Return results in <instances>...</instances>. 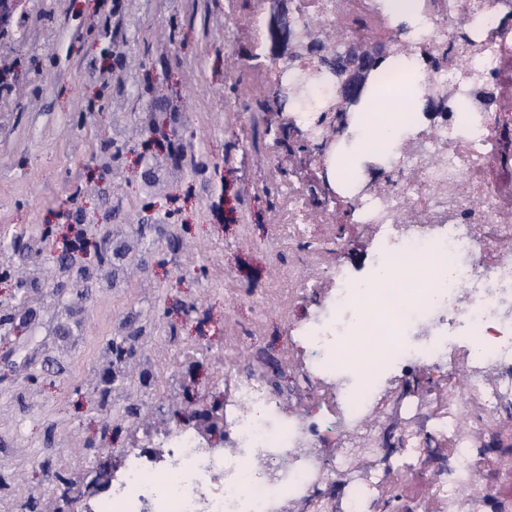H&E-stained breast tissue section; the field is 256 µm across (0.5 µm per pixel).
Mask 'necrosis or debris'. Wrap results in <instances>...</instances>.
I'll return each mask as SVG.
<instances>
[{"mask_svg": "<svg viewBox=\"0 0 512 512\" xmlns=\"http://www.w3.org/2000/svg\"><path fill=\"white\" fill-rule=\"evenodd\" d=\"M360 5L409 44L421 83L455 95L422 154L379 155L417 179L350 201L394 278L356 280L330 267L297 290L313 313L291 339L308 357L296 385L301 397L324 399V412L287 414L260 361L238 359L213 380L234 452L187 422L146 433L118 450L107 490L83 497L77 512H281L288 500L307 512H487L495 476L479 435L512 431V344L503 341L512 335V209L485 175L512 142V111L498 104L512 0H419L420 26L394 24L385 0ZM448 264L459 270L445 283L448 301L429 303L426 290ZM452 327L475 349L449 344ZM394 404L405 425L378 440L364 424ZM366 456L373 466L356 473ZM396 470L420 474L430 497L393 493ZM255 471L263 482H250Z\"/></svg>", "mask_w": 512, "mask_h": 512, "instance_id": "necrosis-or-debris-1", "label": "necrosis or debris"}]
</instances>
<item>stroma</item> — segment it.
Returning a JSON list of instances; mask_svg holds the SVG:
<instances>
[{
    "label": "stroma",
    "instance_id": "obj_1",
    "mask_svg": "<svg viewBox=\"0 0 512 512\" xmlns=\"http://www.w3.org/2000/svg\"><path fill=\"white\" fill-rule=\"evenodd\" d=\"M23 0L0 41V475L21 504L94 484L135 421L173 420L163 365L198 399L225 361L265 353L287 397L289 336L307 316L297 288L331 263L366 270L374 242L345 212L317 206L316 170L274 146L271 72L255 61L256 0ZM307 232L288 242V193ZM81 228L90 276H61L57 242ZM138 246L139 266L125 256ZM41 280L27 278L33 260ZM134 383L101 397L108 345Z\"/></svg>",
    "mask_w": 512,
    "mask_h": 512
}]
</instances>
